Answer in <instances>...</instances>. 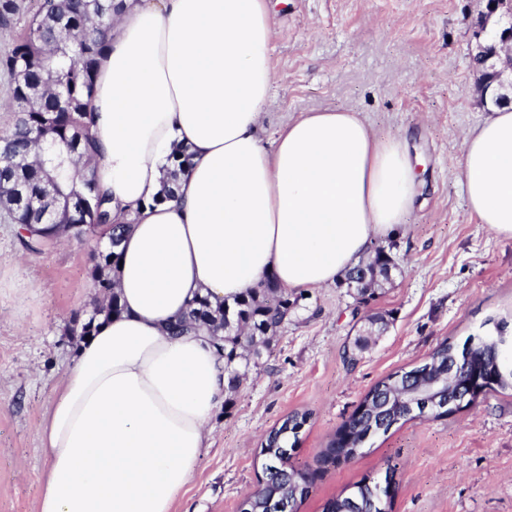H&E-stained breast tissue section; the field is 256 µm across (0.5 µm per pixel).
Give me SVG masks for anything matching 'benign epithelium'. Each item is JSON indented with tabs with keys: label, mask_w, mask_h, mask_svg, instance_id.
Wrapping results in <instances>:
<instances>
[{
	"label": "benign epithelium",
	"mask_w": 512,
	"mask_h": 512,
	"mask_svg": "<svg viewBox=\"0 0 512 512\" xmlns=\"http://www.w3.org/2000/svg\"><path fill=\"white\" fill-rule=\"evenodd\" d=\"M473 28L477 39L490 33L487 42L477 44L491 75V79L483 84V89L487 91L495 84L512 93V0H487L485 10L478 13L473 22ZM472 400L471 388L462 386L448 402L442 403L436 410L447 406L461 408L472 403Z\"/></svg>",
	"instance_id": "obj_1"
}]
</instances>
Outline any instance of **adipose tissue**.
<instances>
[{
	"mask_svg": "<svg viewBox=\"0 0 512 512\" xmlns=\"http://www.w3.org/2000/svg\"><path fill=\"white\" fill-rule=\"evenodd\" d=\"M269 0H122L96 67L88 171L125 225L121 311L79 345L40 427L38 512H171L225 399L206 330L168 326L196 297L233 302L268 276L320 288L413 211L405 134L314 112L259 135L275 79ZM189 164L163 199L176 150ZM468 207L512 240V104L463 138Z\"/></svg>",
	"mask_w": 512,
	"mask_h": 512,
	"instance_id": "ef3b65f1",
	"label": "adipose tissue"
}]
</instances>
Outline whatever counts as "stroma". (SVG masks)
Instances as JSON below:
<instances>
[{"mask_svg":"<svg viewBox=\"0 0 512 512\" xmlns=\"http://www.w3.org/2000/svg\"><path fill=\"white\" fill-rule=\"evenodd\" d=\"M485 0H271L275 82L261 128L346 108L378 133H405L420 160L416 206L390 242L394 267L362 299L344 280L309 289L209 424L210 446L173 512H239L262 475L263 438L309 412L292 463L314 474L298 512L365 478L392 475L387 512H512V389L414 419L322 465L336 430L382 378L443 342L502 332L512 344V240L469 211L457 162L486 116L470 19ZM99 235L24 252L0 216V512H37L47 463L40 424L96 306ZM367 336L356 350L354 341Z\"/></svg>","mask_w":512,"mask_h":512,"instance_id":"35a3bbf8","label":"stroma"}]
</instances>
